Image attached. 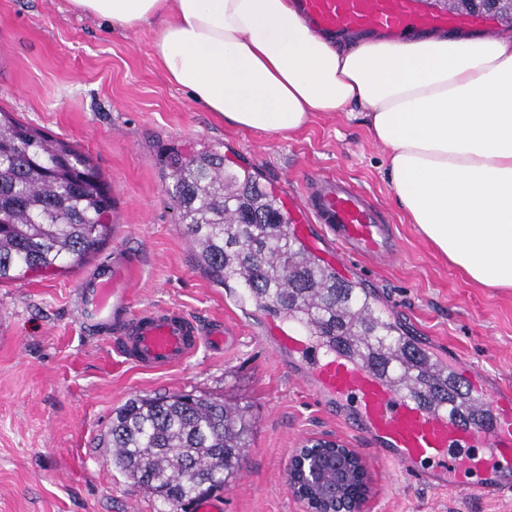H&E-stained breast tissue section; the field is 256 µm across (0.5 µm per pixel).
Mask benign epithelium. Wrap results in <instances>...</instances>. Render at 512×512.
I'll list each match as a JSON object with an SVG mask.
<instances>
[{
    "label": "benign epithelium",
    "mask_w": 512,
    "mask_h": 512,
    "mask_svg": "<svg viewBox=\"0 0 512 512\" xmlns=\"http://www.w3.org/2000/svg\"><path fill=\"white\" fill-rule=\"evenodd\" d=\"M288 490L307 512H366L371 478L357 449L314 436L293 450Z\"/></svg>",
    "instance_id": "1"
}]
</instances>
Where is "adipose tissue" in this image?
I'll use <instances>...</instances> for the list:
<instances>
[{
    "label": "adipose tissue",
    "mask_w": 512,
    "mask_h": 512,
    "mask_svg": "<svg viewBox=\"0 0 512 512\" xmlns=\"http://www.w3.org/2000/svg\"><path fill=\"white\" fill-rule=\"evenodd\" d=\"M70 3L155 24L168 80L234 127L290 134L359 104L410 222L471 281L512 288V35L337 40L292 0Z\"/></svg>",
    "instance_id": "ef3b65f1"
}]
</instances>
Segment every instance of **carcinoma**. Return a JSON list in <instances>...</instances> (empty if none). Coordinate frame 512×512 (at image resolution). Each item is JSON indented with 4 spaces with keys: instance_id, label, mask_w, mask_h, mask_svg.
Here are the masks:
<instances>
[{
    "instance_id": "cac0c4a2",
    "label": "carcinoma",
    "mask_w": 512,
    "mask_h": 512,
    "mask_svg": "<svg viewBox=\"0 0 512 512\" xmlns=\"http://www.w3.org/2000/svg\"><path fill=\"white\" fill-rule=\"evenodd\" d=\"M166 191L192 245L195 266L240 299L302 323L310 336L342 339L388 381L412 380L429 407L467 402L448 365L377 311L371 295L287 232L280 200L248 172L201 152L176 158ZM112 189L70 143L0 111V283L78 265L112 233ZM244 413L206 395L131 399L117 408L104 445L112 463L175 510L224 489L239 468Z\"/></svg>"
}]
</instances>
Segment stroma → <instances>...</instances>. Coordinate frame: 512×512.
I'll use <instances>...</instances> for the list:
<instances>
[{"instance_id": "stroma-1", "label": "stroma", "mask_w": 512, "mask_h": 512, "mask_svg": "<svg viewBox=\"0 0 512 512\" xmlns=\"http://www.w3.org/2000/svg\"><path fill=\"white\" fill-rule=\"evenodd\" d=\"M153 39V26L115 29L67 0H0V109L90 156L114 199L112 235L87 263L0 284V512H163L113 466L103 440L128 400L174 393L247 411L240 467L218 495L224 512H302L288 491L291 454L322 435L365 458L368 512H512V498H470L397 477L292 379L257 338L265 315L195 269L161 172L174 155L216 151L226 167L257 176L288 213L317 177L348 181L391 224L398 254L349 264L347 279L375 294L419 347L481 362L505 386L512 289L473 283L409 223L386 150L360 114L321 112L291 135L233 127L166 80ZM114 258L134 265L132 308L170 306L204 326L224 322L235 343L203 347L165 371L129 363L111 332L81 313L85 282Z\"/></svg>"}]
</instances>
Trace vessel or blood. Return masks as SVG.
<instances>
[{
  "mask_svg": "<svg viewBox=\"0 0 512 512\" xmlns=\"http://www.w3.org/2000/svg\"><path fill=\"white\" fill-rule=\"evenodd\" d=\"M296 7L320 33L397 35L409 28L445 30L470 23L449 11H424L420 0H296ZM306 207L321 236L332 238L340 253L371 258L395 250L376 211L338 179H317ZM128 275L124 263L110 262L86 284L82 296L83 304L119 328L128 360L147 370H164L184 363L202 345L227 343L223 326L203 329L181 309H132ZM270 332L275 353L287 354L296 381L365 435L374 453L401 477L471 497L498 498L512 492V390L488 381L482 367L460 366L472 379L470 409L430 410L366 365L314 340L299 325L278 319L271 321Z\"/></svg>",
  "mask_w": 512,
  "mask_h": 512,
  "instance_id": "1",
  "label": "vessel or blood"
}]
</instances>
